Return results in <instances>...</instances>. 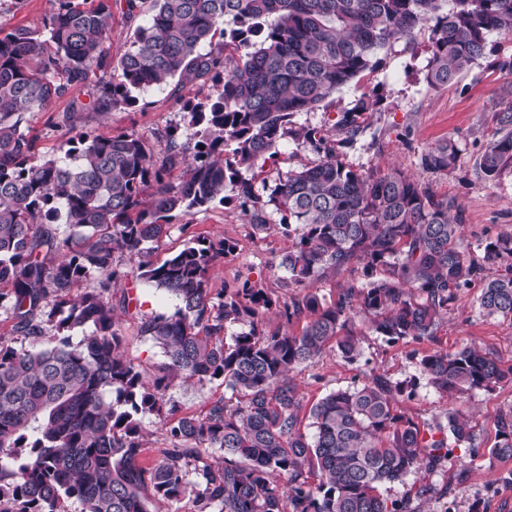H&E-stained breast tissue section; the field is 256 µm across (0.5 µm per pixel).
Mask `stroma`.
<instances>
[{"label": "stroma", "instance_id": "stroma-1", "mask_svg": "<svg viewBox=\"0 0 512 512\" xmlns=\"http://www.w3.org/2000/svg\"><path fill=\"white\" fill-rule=\"evenodd\" d=\"M51 11L50 0H24L19 7L13 0H0V29L41 27ZM430 41L431 31L425 27L416 31L413 41L393 43L379 53V65L373 73L335 93L318 109L297 115L296 122L326 127L329 117L352 108L360 99L372 97L374 92H381L383 99L366 120L363 132L341 146L344 161L366 172L399 167L434 194L451 200L471 255L479 261L487 239L512 232V171L491 182L479 168L483 149L501 135V112L512 103V76L495 65L497 57L512 53V38L493 35L492 50L485 58L454 83L438 89L431 88L425 80ZM93 93L90 87L69 92L56 99L47 111L29 117L26 128L37 140L39 155H61L75 130L97 136L133 132L158 151L163 148L159 134L173 129L184 141L194 135L181 110L182 99L194 95L193 87L182 88L171 80L136 92L134 106L120 105L105 115L83 110V103L89 102ZM72 111L78 112L79 119L71 127L63 123L62 117ZM447 141L460 148L455 167L442 172L425 170L421 164L423 155ZM224 194L228 203L216 201L200 210L174 212L169 234L155 252V260L179 251L194 236L215 241L227 238L236 242L237 249L211 268V297H220L225 289L245 281L261 284L274 296L288 295V275L279 269L278 258L291 247V238L279 233H255L233 201V187H225ZM117 263L126 279L110 288L106 296L125 338L127 358L151 378L160 374L166 357L141 327L154 316L173 313L175 303L164 290L136 278V261L121 256ZM482 286V280L477 279L460 291L457 300L440 317L434 341L408 338L391 343L369 320L359 318L354 323L360 339L357 358L349 360L330 350L293 374L302 402V429L306 432L311 429L310 409L319 399L373 374L403 384L404 391L396 399L397 408L419 425L444 420L452 407L470 416L472 445L457 447L434 471L380 486L383 498L410 499L416 512H473L477 502L486 512H512V490L503 482L512 470V462L492 464L486 457L497 442L499 421L512 417V381L451 397L429 386L419 368L422 355L428 351L452 352L465 346H475L503 361H512V322L482 314L477 303ZM229 395V390L217 381L200 386L176 380L171 382L166 399L181 413L202 415L213 401ZM473 446L480 448L481 457L471 458L469 449ZM463 469L468 472L467 492L444 496L445 487L455 485ZM424 485L430 488L425 495L419 492Z\"/></svg>", "mask_w": 512, "mask_h": 512}]
</instances>
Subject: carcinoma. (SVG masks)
<instances>
[{
    "label": "carcinoma",
    "instance_id": "carcinoma-1",
    "mask_svg": "<svg viewBox=\"0 0 512 512\" xmlns=\"http://www.w3.org/2000/svg\"><path fill=\"white\" fill-rule=\"evenodd\" d=\"M116 5L131 20L149 18L114 71L106 44ZM425 26V79L439 88L485 57L491 35H512V0H55L44 30L0 29V285L10 287L14 332L28 341H0V512H67L71 500L83 512H151L154 499L187 497L194 512H413L409 500L390 502L378 487L436 469L464 443L479 456L461 411L421 428L397 412L402 389L381 375L321 398L309 437L290 376L331 342L343 357L358 356L352 324L362 314L391 342L433 339L458 291L484 270L469 257L451 201L397 168L375 175L341 158L336 136L357 137L378 100H359L328 129L294 121L375 71L381 50ZM217 37L222 51L201 52ZM174 77L212 85L204 100L184 106L196 140L169 132L161 156L120 131L84 133L63 155L41 158L25 129L27 116L92 80L99 95L89 107L105 113L134 104L131 90ZM500 123L503 135L479 160L489 181L512 167V104ZM288 139L319 160L259 191L258 177ZM459 153L453 143L439 145L422 166L447 171ZM227 182L254 231L269 230V214L280 215L279 230L293 241L278 267L299 292L274 299L246 281L214 303L208 274L235 251L227 238L198 236L160 263L148 259L169 234L170 213L226 201ZM118 255L138 258L137 278L176 302L173 314L143 325L167 358L153 379L126 357L105 297L119 279ZM484 255L508 273L485 282L479 308L512 320V234L487 242ZM350 267L361 281L336 303L309 291ZM91 277L99 287L72 295ZM272 308L285 328L266 333L259 317ZM302 318V330L292 331ZM236 323L249 330L225 342ZM88 324L93 331L73 344L70 332ZM47 337L51 346L33 349ZM420 369L447 394L512 380V363L473 346L430 351ZM177 377L219 381L245 400L221 398L203 417L181 415L165 400ZM148 415L160 419L167 441L152 461L143 444ZM497 437L489 458L512 459V417L498 423ZM214 448L223 452L219 465L208 461ZM306 461L319 471L316 484L304 475Z\"/></svg>",
    "mask_w": 512,
    "mask_h": 512
}]
</instances>
